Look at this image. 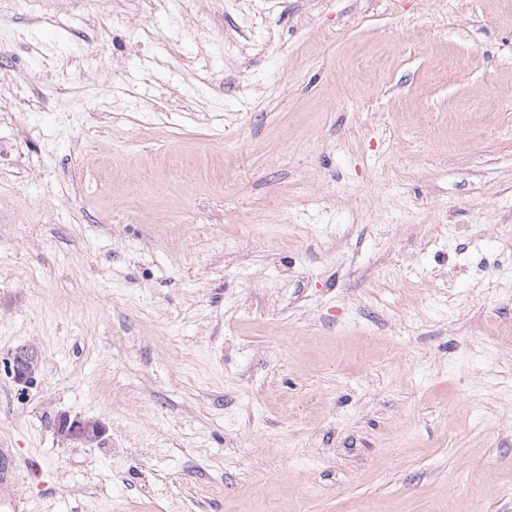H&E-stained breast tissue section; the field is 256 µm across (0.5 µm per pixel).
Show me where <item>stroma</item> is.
<instances>
[{
	"instance_id": "stroma-1",
	"label": "stroma",
	"mask_w": 512,
	"mask_h": 512,
	"mask_svg": "<svg viewBox=\"0 0 512 512\" xmlns=\"http://www.w3.org/2000/svg\"><path fill=\"white\" fill-rule=\"evenodd\" d=\"M44 2L0 58L19 512H512V0ZM9 373L17 384L19 395H26L36 383L37 354L29 347H18L8 357ZM57 435L65 442L92 446L104 440L107 429L99 420L58 413L54 420Z\"/></svg>"
}]
</instances>
